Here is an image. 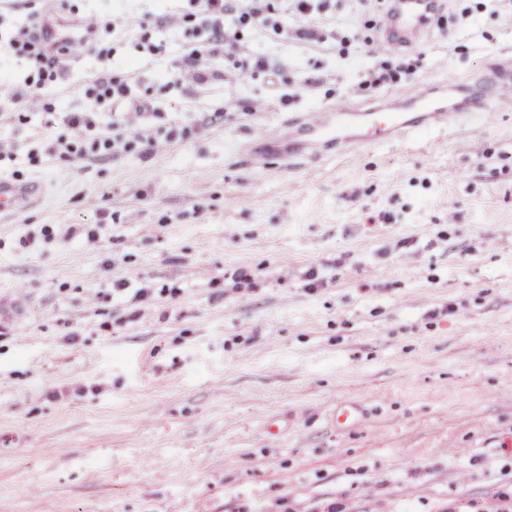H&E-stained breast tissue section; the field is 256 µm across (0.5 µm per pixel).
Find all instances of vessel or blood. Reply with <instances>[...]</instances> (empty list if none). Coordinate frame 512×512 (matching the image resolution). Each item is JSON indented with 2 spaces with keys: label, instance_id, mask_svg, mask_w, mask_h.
<instances>
[{
  "label": "vessel or blood",
  "instance_id": "1",
  "mask_svg": "<svg viewBox=\"0 0 512 512\" xmlns=\"http://www.w3.org/2000/svg\"><path fill=\"white\" fill-rule=\"evenodd\" d=\"M427 0H401L399 19L408 25H425ZM461 113L450 111L448 99L436 90L425 88L414 98V109L403 112L377 105L361 112L352 111L339 103L322 112L309 130L317 142L324 145L376 147L413 130L428 129L435 125H459Z\"/></svg>",
  "mask_w": 512,
  "mask_h": 512
}]
</instances>
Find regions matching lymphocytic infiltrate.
<instances>
[{
	"label": "lymphocytic infiltrate",
	"mask_w": 512,
	"mask_h": 512,
	"mask_svg": "<svg viewBox=\"0 0 512 512\" xmlns=\"http://www.w3.org/2000/svg\"><path fill=\"white\" fill-rule=\"evenodd\" d=\"M188 7L174 11L165 19L166 27L182 36L185 51L174 59L167 76L174 86L185 90L207 83L216 61L224 63V81L246 91L252 80L267 75L275 84L288 85L281 69L245 42L246 32L271 30L291 32L295 39L322 46L340 41L350 46L351 39L322 24L336 8V0H187ZM394 6L366 14L363 40L378 68L361 81V88H377L413 81L419 59L395 55L372 37L371 32L394 16ZM295 25H288L287 16ZM5 56L23 60L24 75L0 79V97L8 99L23 112L48 115L54 130L42 150L28 152L29 164L46 159L94 161L119 157L133 151L148 155L166 152L185 139L189 131L178 124L161 125V111L146 95L136 94L129 75L123 72L112 48L102 45L96 36L84 37L73 44L50 38L46 15L32 10L21 26L0 44ZM91 53L100 58L99 73L84 84L87 106L79 112L59 110L51 96L54 87L64 82L67 71L64 57ZM112 113L111 122H103V110Z\"/></svg>",
	"instance_id": "obj_1"
}]
</instances>
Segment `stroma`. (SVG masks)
<instances>
[{
    "instance_id": "35a3bbf8",
    "label": "stroma",
    "mask_w": 512,
    "mask_h": 512,
    "mask_svg": "<svg viewBox=\"0 0 512 512\" xmlns=\"http://www.w3.org/2000/svg\"><path fill=\"white\" fill-rule=\"evenodd\" d=\"M186 7L50 5L64 33L148 15L174 52L161 22ZM500 7L443 0L441 25L396 45L421 56L415 82L360 93L373 64L363 46L251 33L300 88L284 105L257 79L263 112L241 111L220 76L190 94L164 86L129 28L112 40L118 58L166 121L191 130L155 156L31 166L44 116L0 123L23 183L41 188L0 212V306L30 309L0 317V512H497L512 490V110L482 87L512 98ZM64 63L55 101L83 110L101 64ZM448 83L449 104L493 122L315 152L299 122L339 102L405 108ZM260 130L289 162L257 159ZM311 268L325 288H305ZM118 280L128 291L113 293ZM145 285L157 297L136 302ZM345 405L358 419L342 429Z\"/></svg>"
}]
</instances>
